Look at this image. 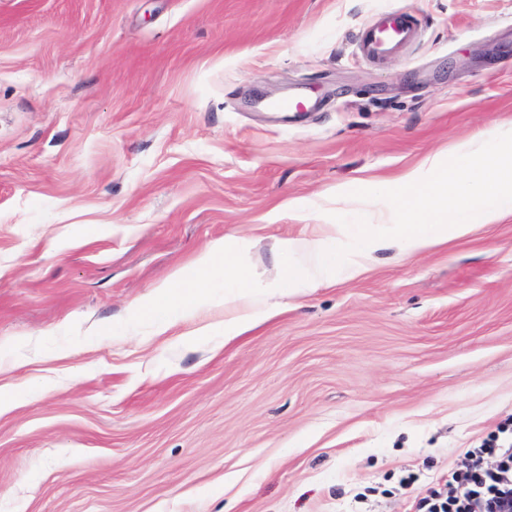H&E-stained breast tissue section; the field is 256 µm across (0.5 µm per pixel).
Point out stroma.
<instances>
[{
    "instance_id": "35a3bbf8",
    "label": "stroma",
    "mask_w": 512,
    "mask_h": 512,
    "mask_svg": "<svg viewBox=\"0 0 512 512\" xmlns=\"http://www.w3.org/2000/svg\"><path fill=\"white\" fill-rule=\"evenodd\" d=\"M509 121L512 0H0V512H416L512 445V216L229 341L220 278L129 316L216 239L274 280L336 188ZM411 35V16L402 10L386 13L376 26L365 29L360 44L364 53L373 57L390 55Z\"/></svg>"
}]
</instances>
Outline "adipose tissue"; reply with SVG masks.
I'll use <instances>...</instances> for the list:
<instances>
[{
    "label": "adipose tissue",
    "mask_w": 512,
    "mask_h": 512,
    "mask_svg": "<svg viewBox=\"0 0 512 512\" xmlns=\"http://www.w3.org/2000/svg\"><path fill=\"white\" fill-rule=\"evenodd\" d=\"M454 163L442 155L425 157L395 179L362 181L356 196L373 205L370 223L348 236L344 225L330 233L291 237L278 243L281 276L262 284L245 259L247 242H212L193 262L192 275L172 272L157 292L133 313L144 319L167 307L177 288L190 289L191 314L209 308L207 290L224 280V337L233 339L256 317L278 313L289 297L329 284L336 272L355 279L369 269L372 254L393 233L402 252L426 253L468 236L475 226L512 215V126H496L465 142Z\"/></svg>",
    "instance_id": "1"
}]
</instances>
